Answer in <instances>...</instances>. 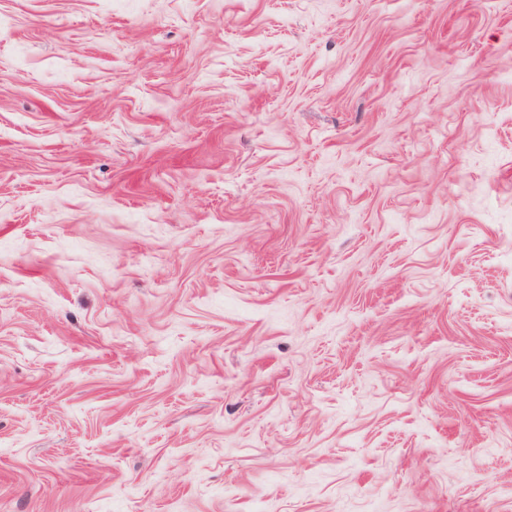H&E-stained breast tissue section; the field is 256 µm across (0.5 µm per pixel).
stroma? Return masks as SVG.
<instances>
[{
  "instance_id": "stroma-1",
  "label": "stroma",
  "mask_w": 512,
  "mask_h": 512,
  "mask_svg": "<svg viewBox=\"0 0 512 512\" xmlns=\"http://www.w3.org/2000/svg\"><path fill=\"white\" fill-rule=\"evenodd\" d=\"M0 512H512V0H0Z\"/></svg>"
}]
</instances>
